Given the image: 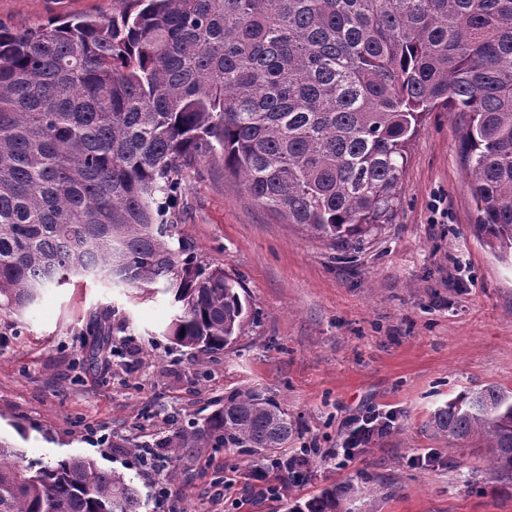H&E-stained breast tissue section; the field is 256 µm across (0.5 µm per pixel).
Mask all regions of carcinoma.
<instances>
[{
	"mask_svg": "<svg viewBox=\"0 0 512 512\" xmlns=\"http://www.w3.org/2000/svg\"><path fill=\"white\" fill-rule=\"evenodd\" d=\"M109 20L0 27V313L73 278L149 291L166 335L199 352L241 333L237 281L197 263L168 213L211 152L290 224L358 244L392 223L408 145L431 112H463L476 231L512 260V0H126ZM88 364L109 346L92 321ZM428 428L483 442L512 482V390L448 400ZM288 413L254 391L161 443L286 448ZM325 491L292 512H337ZM93 460H26L0 438V512H141Z\"/></svg>",
	"mask_w": 512,
	"mask_h": 512,
	"instance_id": "cac0c4a2",
	"label": "carcinoma"
}]
</instances>
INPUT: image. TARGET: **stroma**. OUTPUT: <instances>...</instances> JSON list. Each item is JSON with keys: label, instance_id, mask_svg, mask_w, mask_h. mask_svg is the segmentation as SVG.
Masks as SVG:
<instances>
[{"label": "stroma", "instance_id": "1", "mask_svg": "<svg viewBox=\"0 0 512 512\" xmlns=\"http://www.w3.org/2000/svg\"><path fill=\"white\" fill-rule=\"evenodd\" d=\"M124 0H0V25L28 29ZM460 112L430 113L408 148L392 223L360 245L332 243L257 202L241 176L209 154L183 173L179 233L198 261L241 284L251 314L223 350L204 354L163 334L175 308L99 280L47 289L23 315L0 316V436L30 459H93L125 475L160 512H290L346 486L343 512H512V483L496 480L485 449L449 447L427 423L460 392L512 389V264L476 236L462 167ZM107 315L112 352L90 367L82 345ZM250 389L293 423L290 448L339 447L349 419L375 407L393 426L345 468L311 458L307 482L282 499L237 506L227 476L269 471L281 450L199 448L143 464L178 426L202 422ZM180 477L166 485L165 474Z\"/></svg>", "mask_w": 512, "mask_h": 512}]
</instances>
